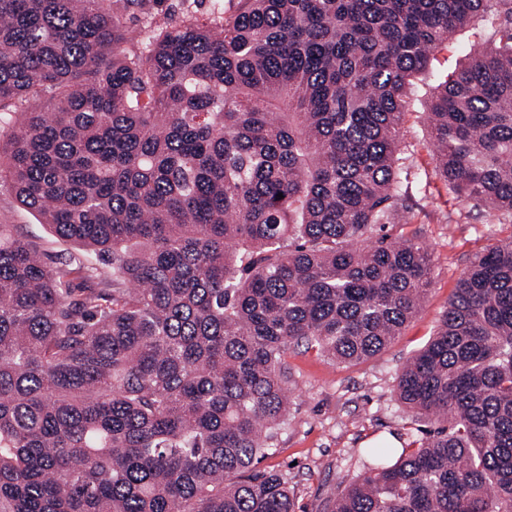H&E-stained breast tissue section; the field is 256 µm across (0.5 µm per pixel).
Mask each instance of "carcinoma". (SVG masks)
<instances>
[{
    "label": "carcinoma",
    "mask_w": 512,
    "mask_h": 512,
    "mask_svg": "<svg viewBox=\"0 0 512 512\" xmlns=\"http://www.w3.org/2000/svg\"><path fill=\"white\" fill-rule=\"evenodd\" d=\"M150 1L0 0V180L79 247L50 265L0 224V512H293L258 469L288 347L359 363L419 312L429 247L384 232L411 221L402 123L494 6L428 121L454 198L512 216V0H217L174 27ZM396 393L440 426L370 449L331 512H512V243Z\"/></svg>",
    "instance_id": "1"
}]
</instances>
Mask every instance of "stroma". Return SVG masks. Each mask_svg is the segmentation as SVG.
Returning a JSON list of instances; mask_svg holds the SVG:
<instances>
[{
  "instance_id": "obj_1",
  "label": "stroma",
  "mask_w": 512,
  "mask_h": 512,
  "mask_svg": "<svg viewBox=\"0 0 512 512\" xmlns=\"http://www.w3.org/2000/svg\"><path fill=\"white\" fill-rule=\"evenodd\" d=\"M491 33V20L485 17L443 45L428 70L417 77L404 118L410 164L404 187L413 219L395 226L392 234L419 235L432 252V283L420 312L387 348L356 365L333 362L302 346L288 351V422L261 466L287 478L295 512H325L345 480L365 474L366 453L375 442L402 447L431 429V422H412L398 401L396 374L435 333L473 256L490 245L512 242V217L453 199L436 173L426 120L425 102L432 89L460 68ZM0 224L22 225L44 246L48 262L63 260L75 250L74 245L57 240L5 182H0Z\"/></svg>"
}]
</instances>
